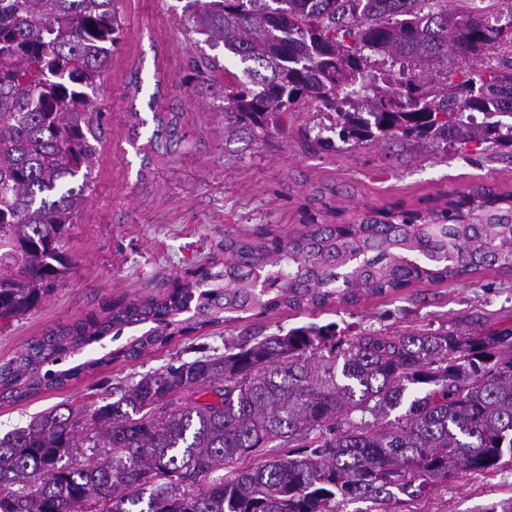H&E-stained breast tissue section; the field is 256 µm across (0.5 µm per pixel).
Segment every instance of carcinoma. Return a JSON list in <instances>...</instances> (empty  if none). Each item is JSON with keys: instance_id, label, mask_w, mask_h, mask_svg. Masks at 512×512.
Masks as SVG:
<instances>
[{"instance_id": "1", "label": "carcinoma", "mask_w": 512, "mask_h": 512, "mask_svg": "<svg viewBox=\"0 0 512 512\" xmlns=\"http://www.w3.org/2000/svg\"><path fill=\"white\" fill-rule=\"evenodd\" d=\"M445 0H187L191 31L245 64L224 84L232 124L283 128L301 102L336 114L338 138L512 146V58L434 86L417 71L477 59L512 34ZM120 0H0V321L35 308L68 272V233L88 200L103 112L90 93L123 39ZM377 56L403 62L386 87L359 80ZM196 77L222 71L218 57ZM483 121L474 123L475 115ZM144 155L181 146L177 112L153 113ZM474 204L482 224L458 223ZM287 235L224 233V258L171 291L106 301L0 361V398L59 388L119 359L241 314L352 306L496 267L512 273V196L475 185L426 208ZM142 326L99 358L44 369L76 348ZM411 385L421 386L392 420ZM112 401L89 393L0 438V512H392L461 472L512 460V327L336 335L311 324L243 336L222 354L176 361ZM278 448L290 452L276 453Z\"/></svg>"}]
</instances>
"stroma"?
<instances>
[{
	"label": "stroma",
	"instance_id": "35a3bbf8",
	"mask_svg": "<svg viewBox=\"0 0 512 512\" xmlns=\"http://www.w3.org/2000/svg\"><path fill=\"white\" fill-rule=\"evenodd\" d=\"M184 3L121 0L124 39L93 99L106 126L91 169V195L69 233L72 267L36 310L0 324V360L57 325L98 312L102 302L171 288L175 278L220 254L228 230L285 235L314 218L334 224L370 208L420 209L477 184L512 193V147L492 141L445 145L391 137L322 148L317 139L336 132L310 102L284 117L283 130L231 129L222 90L227 73H241L243 65L187 31ZM212 55L223 58L224 69L198 83L190 61ZM156 110L179 113L186 140L146 167L132 143V115L148 119ZM330 323L344 336L440 327L486 334L512 327V275L492 268L457 281L417 283L393 296L367 295L354 306L284 309L180 335L63 388L0 400V437L55 405L90 392L107 395L116 380L134 382L171 359L223 350L246 330L269 336ZM511 497L512 462L506 460L493 471L462 473L397 512H482Z\"/></svg>",
	"mask_w": 512,
	"mask_h": 512
}]
</instances>
